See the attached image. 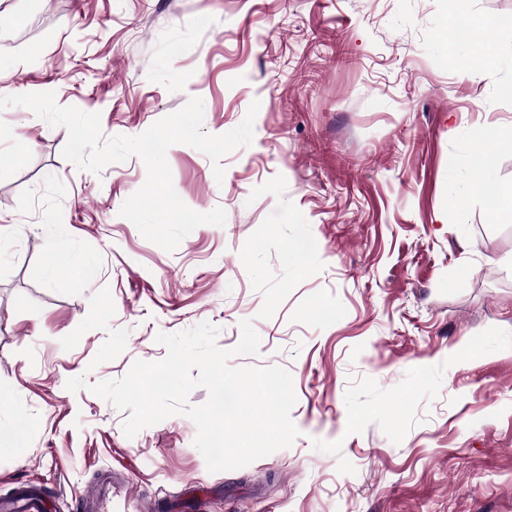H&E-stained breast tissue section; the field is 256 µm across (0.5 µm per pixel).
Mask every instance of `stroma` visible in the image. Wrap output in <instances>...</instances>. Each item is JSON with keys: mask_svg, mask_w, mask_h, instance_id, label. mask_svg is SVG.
Here are the masks:
<instances>
[{"mask_svg": "<svg viewBox=\"0 0 512 512\" xmlns=\"http://www.w3.org/2000/svg\"><path fill=\"white\" fill-rule=\"evenodd\" d=\"M512 16V0H466ZM454 0H0V96L52 91L136 136L190 97L225 133L252 102L251 145L213 163L167 160L193 210L222 208L172 252L120 216L138 157L93 173L62 156L65 127L0 110V422L32 423L0 453V503L40 512H512V219L470 190L486 130L512 128V26L499 55L445 40ZM95 276L45 269L56 235ZM306 241L313 265H287ZM109 289L125 350L94 364L109 329L60 340ZM260 338L233 367L293 377L291 447L209 472L195 423L126 437L124 411L69 378L123 377L167 354L158 333L202 322L220 348Z\"/></svg>", "mask_w": 512, "mask_h": 512, "instance_id": "stroma-1", "label": "stroma"}]
</instances>
